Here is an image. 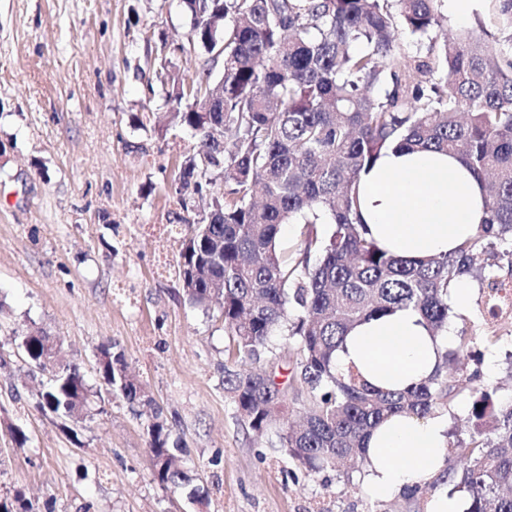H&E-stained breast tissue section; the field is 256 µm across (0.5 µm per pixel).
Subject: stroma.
Here are the masks:
<instances>
[{"label":"stroma","mask_w":512,"mask_h":512,"mask_svg":"<svg viewBox=\"0 0 512 512\" xmlns=\"http://www.w3.org/2000/svg\"><path fill=\"white\" fill-rule=\"evenodd\" d=\"M191 27L181 0H0V496L22 491L35 512H413L336 471L308 473L225 396L224 321L187 301L183 237L167 231L195 139L168 125L157 73L162 46L186 45ZM470 285L449 324L495 336L488 384L510 395L512 316L491 317L486 286ZM32 326L94 386L97 347L123 352L205 501L155 479L146 407L104 394L85 420L38 408L49 376L18 348Z\"/></svg>","instance_id":"stroma-1"}]
</instances>
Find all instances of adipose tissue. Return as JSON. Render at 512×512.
Here are the masks:
<instances>
[{
    "label": "adipose tissue",
    "instance_id": "1",
    "mask_svg": "<svg viewBox=\"0 0 512 512\" xmlns=\"http://www.w3.org/2000/svg\"><path fill=\"white\" fill-rule=\"evenodd\" d=\"M355 188L362 223L403 259L451 254L488 217L482 182L445 152L388 150L360 172ZM454 339L430 335L416 311L399 309L352 329L336 365L398 390L431 374ZM447 447V414L389 418L368 440L362 486L374 498H392L437 475Z\"/></svg>",
    "mask_w": 512,
    "mask_h": 512
}]
</instances>
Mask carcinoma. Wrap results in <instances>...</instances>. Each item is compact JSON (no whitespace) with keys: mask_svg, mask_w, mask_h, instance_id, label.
I'll return each instance as SVG.
<instances>
[{"mask_svg":"<svg viewBox=\"0 0 512 512\" xmlns=\"http://www.w3.org/2000/svg\"><path fill=\"white\" fill-rule=\"evenodd\" d=\"M438 0H183L194 42L220 78L205 68L192 83L161 71L177 111L169 123L190 129L196 144L183 160L187 177L211 168L200 194L206 209L177 261L187 300L216 307L228 330L224 392L242 422L267 430L287 396L303 399L301 424L279 433L288 455L308 472L343 475L364 458L365 441L382 420L448 412L469 403L466 463L445 468L426 486L402 493L417 512L440 485L469 493L466 512H512V398L479 384L475 368L454 373L476 336L462 329L434 373L403 390L368 384L354 367L336 368V351L357 324L411 308L429 331H448L449 289L477 275L492 291L496 272L512 275V52L495 53L480 38L432 42L412 65L400 60L398 30L422 39L442 27ZM492 20L512 46V0H492ZM224 45L214 57V41ZM214 100L211 112L193 103ZM391 148L453 152L486 186L489 219L451 255L404 260L388 254L357 216L359 173ZM224 184V192L210 187ZM285 224L302 226L290 260L279 247ZM329 224L325 236L316 225ZM293 341L295 366L279 380V363L261 364L271 336ZM54 341L36 328L20 336L28 363ZM101 384L131 404L153 407L151 463L159 483L205 498L182 462L183 442L139 382H126L124 355L102 344ZM92 396L80 368L57 365L38 407L82 419ZM0 512H32L17 492Z\"/></svg>","mask_w":512,"mask_h":512,"instance_id":"carcinoma-1","label":"carcinoma"}]
</instances>
